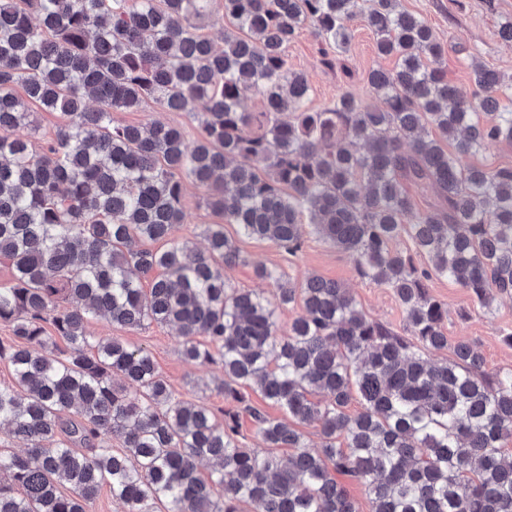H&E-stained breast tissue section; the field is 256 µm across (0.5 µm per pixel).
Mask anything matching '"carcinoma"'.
Segmentation results:
<instances>
[{"label":"carcinoma","instance_id":"cac0c4a2","mask_svg":"<svg viewBox=\"0 0 512 512\" xmlns=\"http://www.w3.org/2000/svg\"><path fill=\"white\" fill-rule=\"evenodd\" d=\"M209 3L0 0V261L12 269L0 428L27 443L0 452V512H88L105 485L125 512H512V370L488 373L473 344L450 342L427 285L451 280L485 311L512 297V167L464 164L512 142V81L480 66L473 90L449 84L440 43L400 0H224L235 30L222 48L194 22ZM363 12L378 53L395 58L368 74L377 104L342 94L309 110L288 44L310 28L331 66ZM249 91L261 120L242 110ZM148 100L169 112L203 102L201 138L113 120ZM32 105L65 118L39 154ZM186 180L220 218L204 251L176 236ZM410 186L433 192L417 215ZM226 224L290 254L311 225L392 291L403 329L316 275L298 286L257 268L273 300L233 286L226 270L245 257ZM403 235L428 267L392 247ZM101 317L173 325L184 359L221 364L224 423L176 397L146 350L91 335ZM250 386L287 418L247 404ZM243 412L263 447L238 439ZM338 474L365 487L368 510Z\"/></svg>","mask_w":512,"mask_h":512}]
</instances>
